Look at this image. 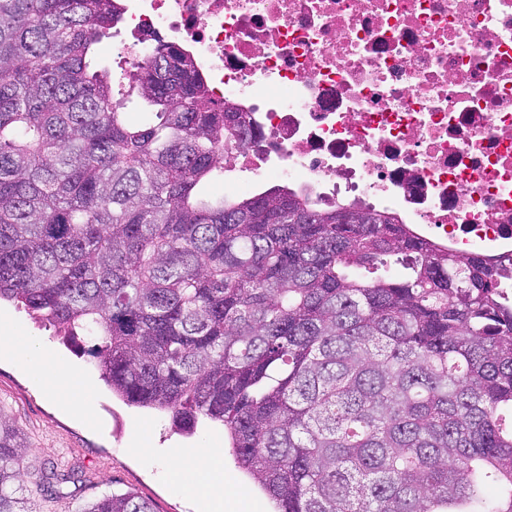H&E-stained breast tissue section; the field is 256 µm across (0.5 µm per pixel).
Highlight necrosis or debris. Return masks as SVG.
Wrapping results in <instances>:
<instances>
[{
	"instance_id": "necrosis-or-debris-1",
	"label": "necrosis or debris",
	"mask_w": 512,
	"mask_h": 512,
	"mask_svg": "<svg viewBox=\"0 0 512 512\" xmlns=\"http://www.w3.org/2000/svg\"><path fill=\"white\" fill-rule=\"evenodd\" d=\"M124 74L161 44L255 137L219 158L393 209L451 251L512 257V0H118Z\"/></svg>"
}]
</instances>
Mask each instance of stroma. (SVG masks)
Instances as JSON below:
<instances>
[{
    "mask_svg": "<svg viewBox=\"0 0 512 512\" xmlns=\"http://www.w3.org/2000/svg\"><path fill=\"white\" fill-rule=\"evenodd\" d=\"M14 335L37 337L57 358L92 381L89 421L60 410L53 402L57 386L31 379L15 362L0 359V413L14 420L28 446L25 466L31 475L52 465L71 469L76 481L62 484L55 495L37 496L39 512H74L75 508L109 492L136 490L151 500L157 512H194L195 480L191 471L168 478L161 457L143 456L139 448L219 449L224 456V512H273L268 497L236 466L224 428L200 421L193 434L173 430L165 413L127 405L101 378L94 360L65 344L52 329L41 326L24 310L5 302Z\"/></svg>",
    "mask_w": 512,
    "mask_h": 512,
    "instance_id": "35a3bbf8",
    "label": "stroma"
}]
</instances>
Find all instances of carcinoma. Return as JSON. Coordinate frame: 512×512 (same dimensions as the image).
<instances>
[{
  "instance_id": "obj_1",
  "label": "carcinoma",
  "mask_w": 512,
  "mask_h": 512,
  "mask_svg": "<svg viewBox=\"0 0 512 512\" xmlns=\"http://www.w3.org/2000/svg\"><path fill=\"white\" fill-rule=\"evenodd\" d=\"M117 19L115 0H0V302L94 337L125 403L221 423L275 512H512V259L361 201L204 193L247 113L162 44L133 120L90 66ZM26 453L1 416L0 512H36ZM79 512L154 510L126 491Z\"/></svg>"
}]
</instances>
